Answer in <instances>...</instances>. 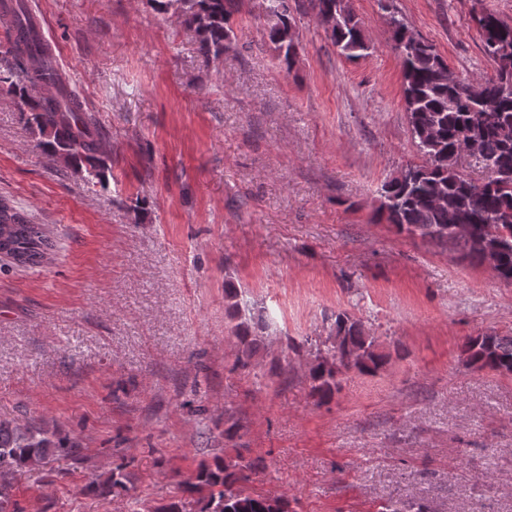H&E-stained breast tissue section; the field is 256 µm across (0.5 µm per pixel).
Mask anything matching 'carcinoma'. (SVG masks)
I'll list each match as a JSON object with an SVG mask.
<instances>
[{"instance_id":"carcinoma-1","label":"carcinoma","mask_w":512,"mask_h":512,"mask_svg":"<svg viewBox=\"0 0 512 512\" xmlns=\"http://www.w3.org/2000/svg\"><path fill=\"white\" fill-rule=\"evenodd\" d=\"M159 12L185 17L199 39V51L209 57L224 54L233 31L228 0H151ZM315 15L330 21L327 34L348 59L364 56L365 42L359 21L347 0H309ZM270 41L280 62L291 68L298 44L288 0H262ZM6 20L0 53L12 67L0 82L9 84L36 147L76 170L86 163L91 174L105 177L106 165L97 157V141L85 124L82 105L58 77L54 94L34 88V77L53 67V51L38 35L37 25L23 0H0V17ZM486 55L496 64L493 78L471 82L451 80L449 68L434 46L424 39L404 41L406 26L391 18L395 49L403 63L404 96L412 136L422 164H410L385 182L379 211L398 232L419 235L462 246L465 255L481 262L497 257L493 271L512 283V70L499 59H512V26L492 13L477 17ZM476 158L489 177L477 183L460 169L462 156ZM54 243L43 224H32L15 207L0 200V254L21 267H37L52 254ZM466 363L478 371L512 375V335L495 331L467 339ZM386 362L376 338L359 319L336 316V332L324 348H316L310 369L315 390L323 397L339 387L342 370L373 374ZM63 456L82 459L79 443L47 427L0 420V512H19L7 476L20 470H39ZM258 464L241 453L200 462L195 482L186 484L199 512H283L288 501L251 495L241 487ZM117 467L89 488L110 494L125 488Z\"/></svg>"}]
</instances>
